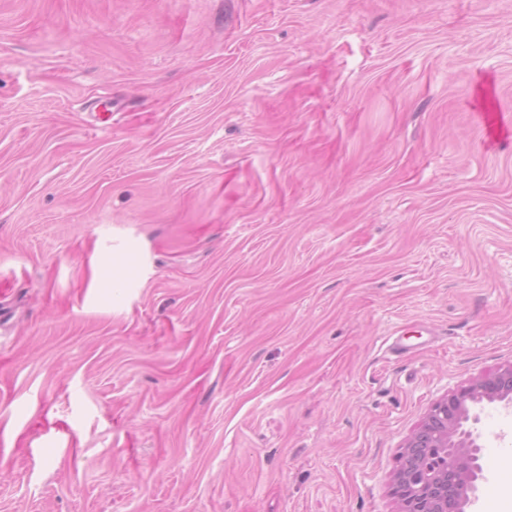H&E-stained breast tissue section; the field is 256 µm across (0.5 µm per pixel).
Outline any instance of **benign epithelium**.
I'll list each match as a JSON object with an SVG mask.
<instances>
[{
  "instance_id": "obj_1",
  "label": "benign epithelium",
  "mask_w": 512,
  "mask_h": 512,
  "mask_svg": "<svg viewBox=\"0 0 512 512\" xmlns=\"http://www.w3.org/2000/svg\"><path fill=\"white\" fill-rule=\"evenodd\" d=\"M483 402L512 408V363L473 378L431 405L401 446L390 486L397 512H464L482 472L480 446L464 425L471 419V408ZM434 448L447 449V456L432 471L427 459Z\"/></svg>"
}]
</instances>
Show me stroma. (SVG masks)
Masks as SVG:
<instances>
[{"instance_id":"1","label":"stroma","mask_w":512,"mask_h":512,"mask_svg":"<svg viewBox=\"0 0 512 512\" xmlns=\"http://www.w3.org/2000/svg\"><path fill=\"white\" fill-rule=\"evenodd\" d=\"M512 0H0V512H396L512 362ZM466 512H512L478 406ZM483 402L512 408V363L473 378L431 405L400 447L390 486L397 512L465 511L482 468L477 463V437L464 425L471 419V408ZM432 448H439L433 461L441 460L447 448L446 462L434 471L427 465Z\"/></svg>"}]
</instances>
